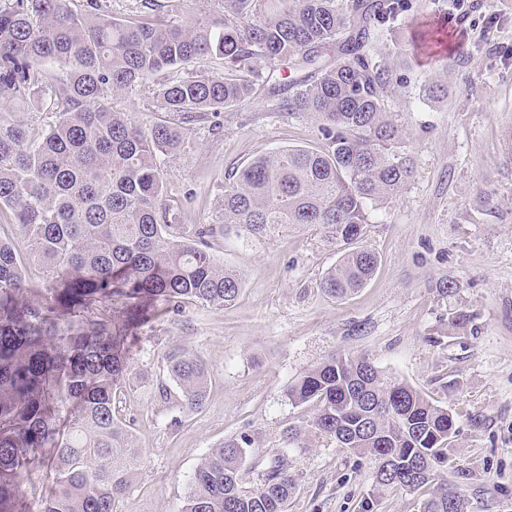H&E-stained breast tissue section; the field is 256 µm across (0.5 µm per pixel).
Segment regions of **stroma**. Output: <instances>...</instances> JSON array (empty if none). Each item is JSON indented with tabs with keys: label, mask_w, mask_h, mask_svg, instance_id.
I'll list each match as a JSON object with an SVG mask.
<instances>
[{
	"label": "stroma",
	"mask_w": 512,
	"mask_h": 512,
	"mask_svg": "<svg viewBox=\"0 0 512 512\" xmlns=\"http://www.w3.org/2000/svg\"><path fill=\"white\" fill-rule=\"evenodd\" d=\"M387 28L381 54L416 30L443 28L441 46L410 50L387 89L388 109L405 132L414 173L371 211L362 243L380 258L373 279L345 298L320 283L342 251L322 229L299 226L271 239L219 235L212 250L244 274L226 308L186 305L143 326L129 343L130 370L116 403L136 422L143 463L120 512H181L194 471L224 440L249 432L257 446L242 465L243 486H261L286 457L296 478L288 512H420L426 491L374 494L369 458L315 443L283 450L288 424L313 415L286 388L328 355H363L448 409L456 433L443 476L465 495L468 512H512V5L497 0H408ZM436 81L447 96L431 99ZM258 89L224 112L219 128L195 129L196 147L165 159L172 206L186 224H212L229 176L283 147H317L318 123L287 112ZM457 283L443 297L437 281ZM470 320L452 328L451 312ZM190 352L210 368L201 410L177 403L163 370L166 354Z\"/></svg>",
	"instance_id": "obj_1"
}]
</instances>
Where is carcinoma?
<instances>
[{
    "label": "carcinoma",
    "mask_w": 512,
    "mask_h": 512,
    "mask_svg": "<svg viewBox=\"0 0 512 512\" xmlns=\"http://www.w3.org/2000/svg\"><path fill=\"white\" fill-rule=\"evenodd\" d=\"M0 0V99L49 100L52 120L31 134L0 112V216L23 233L46 278L29 282L0 231V512H26L20 479L46 467L54 492L39 512H116L141 465L130 425L113 401L129 368L127 333L198 303L222 308L244 277L210 251L214 224H183L168 203L162 160L195 146L194 125L250 100L256 84L298 83L282 101L312 115L322 147L254 158L224 188L218 221L252 237L297 224L356 242L369 206L398 193L413 159L383 94L395 47L376 52L406 0H136L105 14L100 0ZM211 72L189 68L197 60ZM305 73L277 74L280 62ZM67 71L57 79L51 66ZM152 87L162 119L142 128L105 103ZM379 264L346 251L322 282L334 297L367 284ZM188 410L206 398L200 358L166 356ZM314 416L289 426L286 448L331 441L374 464L376 490L416 491L441 477L456 422L408 383L364 356L331 354L286 390ZM248 432L212 449L195 469L182 512H287L295 476L282 460L255 491L242 487ZM421 512H466L461 492L437 486Z\"/></svg>",
    "instance_id": "1"
}]
</instances>
